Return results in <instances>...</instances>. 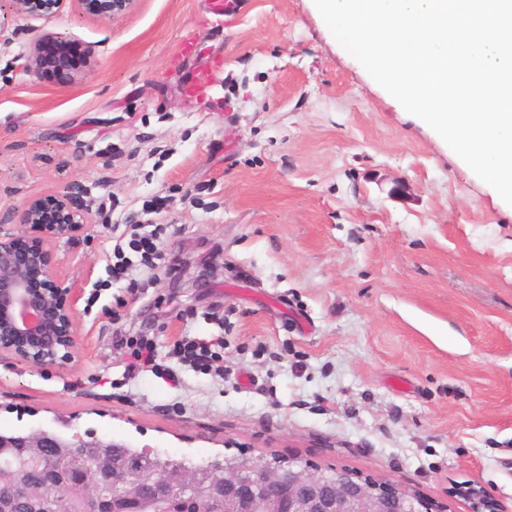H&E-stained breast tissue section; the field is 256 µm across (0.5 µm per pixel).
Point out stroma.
<instances>
[{
  "mask_svg": "<svg viewBox=\"0 0 512 512\" xmlns=\"http://www.w3.org/2000/svg\"><path fill=\"white\" fill-rule=\"evenodd\" d=\"M67 0L44 29L87 62L31 76L35 20L0 5V228L70 195L51 241L76 284L62 365L0 356V432L94 433L204 463L297 456L472 512H512V208L349 57L313 0ZM191 41L182 51V41ZM218 61L208 95L184 93ZM163 225L172 270L112 280L113 224ZM165 373L129 374L119 338ZM224 339L227 378L170 357ZM86 15L97 19H109L112 15L129 9L134 0H78ZM121 345L128 349L126 354L129 361L127 365L129 372H135L155 361V346L148 338L121 340Z\"/></svg>",
  "mask_w": 512,
  "mask_h": 512,
  "instance_id": "stroma-1",
  "label": "stroma"
}]
</instances>
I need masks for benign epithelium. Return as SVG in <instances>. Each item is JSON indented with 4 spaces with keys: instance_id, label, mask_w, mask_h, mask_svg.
Masks as SVG:
<instances>
[{
    "instance_id": "1",
    "label": "benign epithelium",
    "mask_w": 512,
    "mask_h": 512,
    "mask_svg": "<svg viewBox=\"0 0 512 512\" xmlns=\"http://www.w3.org/2000/svg\"><path fill=\"white\" fill-rule=\"evenodd\" d=\"M66 0H11L14 10L34 20H49ZM86 15L110 19L129 9L134 0H78ZM69 40L57 33L39 30L25 61L33 76L42 69L45 50L62 51ZM21 234L0 235V354L7 353L31 367L68 360L76 344L74 309L80 291L56 280L50 273L49 241L63 236L77 237L87 216H77L66 197H40L24 202L16 211ZM28 243L27 252L16 253L19 240ZM40 270L45 287L31 284V273ZM103 439L87 434L70 438L38 430L28 435L0 433V485L16 489V496L30 501L32 512H44L48 501L44 489L22 483L19 475L37 462L44 448H101ZM13 448H26L27 460H16ZM97 473L76 483L60 478L55 483L58 497L85 495L84 488L109 481L123 485L112 497L100 494L92 499L91 512H114L116 499L139 505L138 512H153L157 495L178 499L194 491L196 477L175 468L156 470L139 462L121 471L97 462ZM209 501L221 505L220 512H421L423 500L391 484L373 481L356 472L334 474L291 458L286 465H274L264 455H245L235 465H224V483L209 489Z\"/></svg>"
}]
</instances>
